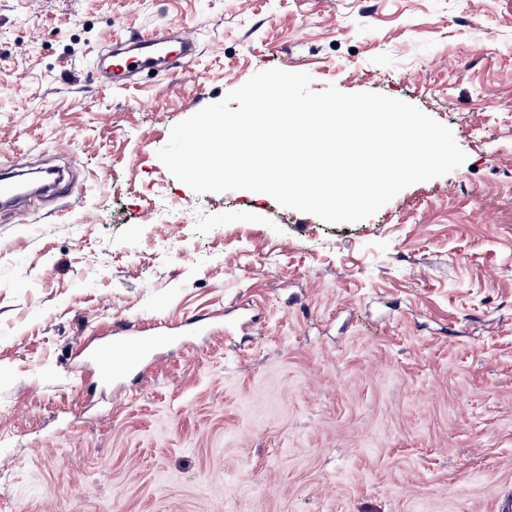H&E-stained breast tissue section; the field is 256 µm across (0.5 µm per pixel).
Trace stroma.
<instances>
[{"label":"stroma","mask_w":512,"mask_h":512,"mask_svg":"<svg viewBox=\"0 0 512 512\" xmlns=\"http://www.w3.org/2000/svg\"><path fill=\"white\" fill-rule=\"evenodd\" d=\"M183 23L188 71L98 82L114 39ZM270 68L405 100L467 159L357 223L196 194L171 127ZM42 157L72 181L0 210L13 512L512 500V0H0V166ZM119 320L169 341L103 385L78 351Z\"/></svg>","instance_id":"1"}]
</instances>
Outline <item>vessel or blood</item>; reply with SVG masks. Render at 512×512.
<instances>
[{
	"mask_svg": "<svg viewBox=\"0 0 512 512\" xmlns=\"http://www.w3.org/2000/svg\"><path fill=\"white\" fill-rule=\"evenodd\" d=\"M197 40L188 27L178 32L163 30L150 37L136 38L132 45L117 44L97 57L104 83L131 78L142 69L163 70L170 65H189L196 55ZM117 340L104 339L84 349L83 358L96 366L103 382H111L123 369L143 366L145 356L158 348L163 338L155 329L119 327Z\"/></svg>",
	"mask_w": 512,
	"mask_h": 512,
	"instance_id": "b4317fda",
	"label": "vessel or blood"
}]
</instances>
